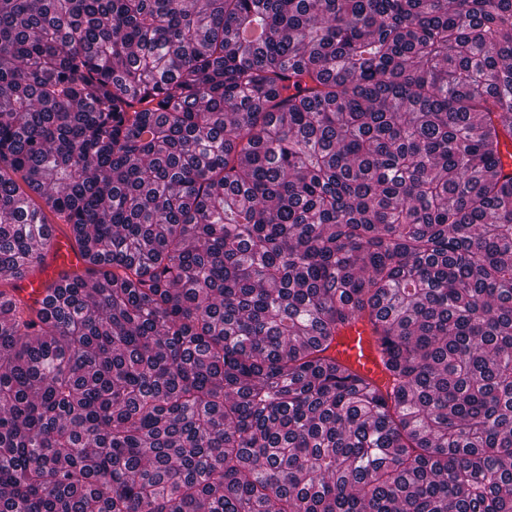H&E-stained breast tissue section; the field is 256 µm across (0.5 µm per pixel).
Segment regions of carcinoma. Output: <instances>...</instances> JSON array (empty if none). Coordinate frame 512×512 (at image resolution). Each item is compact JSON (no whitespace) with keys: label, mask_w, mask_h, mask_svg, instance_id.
<instances>
[{"label":"carcinoma","mask_w":512,"mask_h":512,"mask_svg":"<svg viewBox=\"0 0 512 512\" xmlns=\"http://www.w3.org/2000/svg\"><path fill=\"white\" fill-rule=\"evenodd\" d=\"M509 142L512 0H0V512H512ZM45 243L43 254L46 262L43 271L37 276L31 273L21 283L28 295L39 301L46 297L48 285L64 282L59 276L62 271H79L87 267V259L72 239L59 228L53 226L50 229ZM376 339L367 322H357L342 331L331 352L349 364L359 375L383 387L386 378Z\"/></svg>","instance_id":"cac0c4a2"}]
</instances>
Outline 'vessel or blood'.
Segmentation results:
<instances>
[{
  "label": "vessel or blood",
  "mask_w": 512,
  "mask_h": 512,
  "mask_svg": "<svg viewBox=\"0 0 512 512\" xmlns=\"http://www.w3.org/2000/svg\"><path fill=\"white\" fill-rule=\"evenodd\" d=\"M46 262L40 274L29 275L23 285L31 298L44 299L47 287L60 284L64 271L85 269L87 260L73 245L72 239L59 228H52L43 251ZM333 354L349 364L359 375L377 384H384L385 374L379 359L378 345L371 327L366 322H357L345 328L337 338Z\"/></svg>",
  "instance_id": "b4317fda"
}]
</instances>
